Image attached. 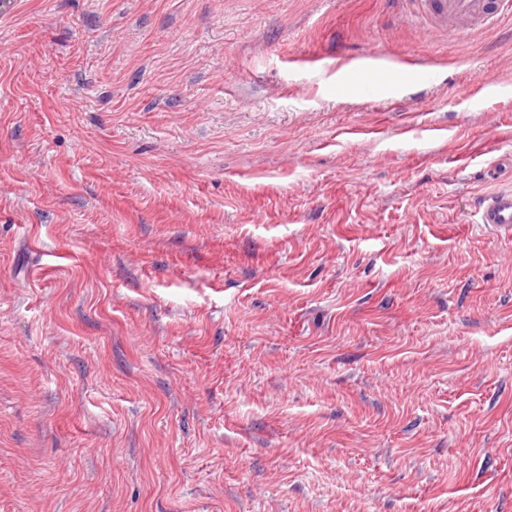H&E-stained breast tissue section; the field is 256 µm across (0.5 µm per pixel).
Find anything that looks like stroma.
<instances>
[{"label": "stroma", "mask_w": 512, "mask_h": 512, "mask_svg": "<svg viewBox=\"0 0 512 512\" xmlns=\"http://www.w3.org/2000/svg\"><path fill=\"white\" fill-rule=\"evenodd\" d=\"M512 16L0 0V512H512ZM477 224L511 239L512 236V188L502 189L482 196L478 203Z\"/></svg>", "instance_id": "obj_1"}]
</instances>
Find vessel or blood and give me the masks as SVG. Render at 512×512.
Here are the masks:
<instances>
[{
    "label": "vessel or blood",
    "instance_id": "vessel-or-blood-1",
    "mask_svg": "<svg viewBox=\"0 0 512 512\" xmlns=\"http://www.w3.org/2000/svg\"><path fill=\"white\" fill-rule=\"evenodd\" d=\"M422 14L440 20L449 35L474 31L512 13V0H414ZM478 221L504 237L512 236V188L482 196Z\"/></svg>",
    "mask_w": 512,
    "mask_h": 512
}]
</instances>
